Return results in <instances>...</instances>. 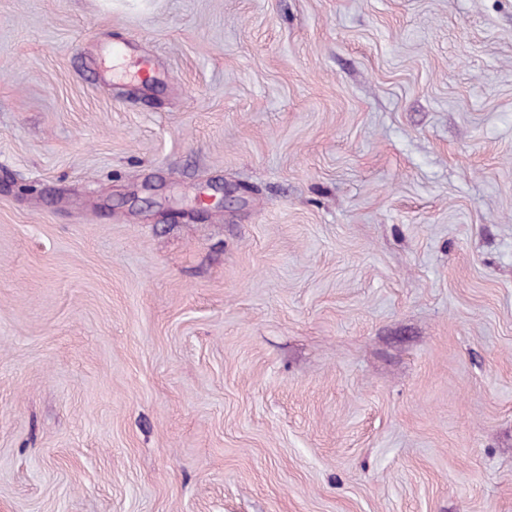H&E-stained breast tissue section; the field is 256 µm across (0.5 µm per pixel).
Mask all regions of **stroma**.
Returning a JSON list of instances; mask_svg holds the SVG:
<instances>
[{
    "label": "stroma",
    "mask_w": 512,
    "mask_h": 512,
    "mask_svg": "<svg viewBox=\"0 0 512 512\" xmlns=\"http://www.w3.org/2000/svg\"><path fill=\"white\" fill-rule=\"evenodd\" d=\"M0 512H512V0H0Z\"/></svg>",
    "instance_id": "stroma-1"
}]
</instances>
